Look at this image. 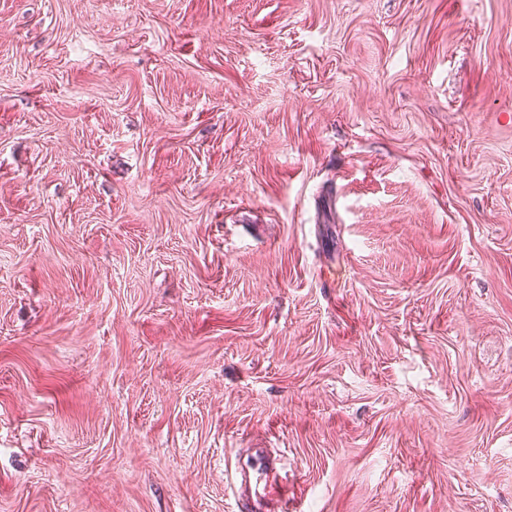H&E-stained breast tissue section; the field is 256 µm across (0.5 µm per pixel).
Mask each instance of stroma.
<instances>
[{"label": "stroma", "mask_w": 512, "mask_h": 512, "mask_svg": "<svg viewBox=\"0 0 512 512\" xmlns=\"http://www.w3.org/2000/svg\"><path fill=\"white\" fill-rule=\"evenodd\" d=\"M260 447L280 512H512V0H0V512Z\"/></svg>", "instance_id": "obj_1"}]
</instances>
